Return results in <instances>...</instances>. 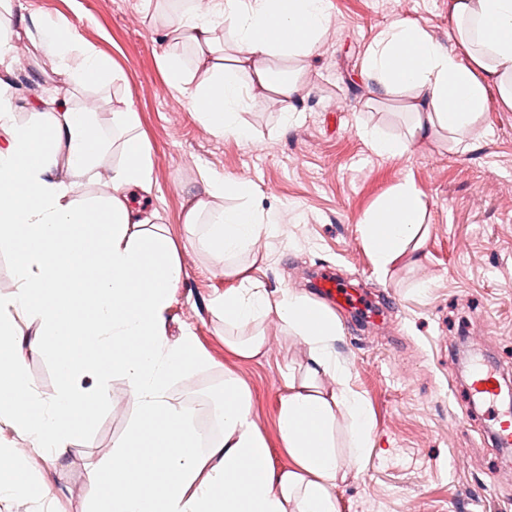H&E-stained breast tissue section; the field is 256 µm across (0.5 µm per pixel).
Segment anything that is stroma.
<instances>
[{"mask_svg": "<svg viewBox=\"0 0 512 512\" xmlns=\"http://www.w3.org/2000/svg\"><path fill=\"white\" fill-rule=\"evenodd\" d=\"M451 0H329L330 25L298 77L297 112L284 125L282 107L261 104L242 112L250 140L215 136L181 97L171 93L159 58L180 56L204 80L192 49L170 36L178 18L169 0H25L24 16L0 13L25 51L24 71L0 68L16 122L28 105H91L104 138L112 136V111L123 103L137 113L136 131L152 158L151 190L133 188L132 208L159 215V232L177 249L182 274L171 290L167 339L189 336L207 357L205 367L176 379L171 396L182 406L198 393L223 391L233 379L250 395V418L276 468L294 465L279 428L289 382H302L310 345L276 312L245 324L225 322L215 302L249 279L269 303L286 292L317 301L312 276L329 267L361 293L372 287L396 305H373L371 314L337 313L341 334L326 343L350 390L372 422L369 454L355 464L347 446L349 418L337 410L335 436L341 469L335 495L340 512H512V485H500L499 465L512 456L492 447L494 425L484 410H471L463 364L473 343L512 380V110L492 106L461 133L454 151L445 130L394 155L374 153L358 125L389 136L406 131L398 100L373 103L361 77L363 58L379 33L399 18L420 26L449 52ZM76 25L82 41L107 56L118 80L67 85L55 52L41 45L32 18ZM120 162L118 146L100 158V179L73 174L58 164L54 177L73 187L77 202L101 196L103 176ZM223 176L254 191L253 201L273 230L244 253L225 257L208 243L210 223L236 200L213 196L207 175ZM410 181L424 202L421 234L386 267H379L361 234L360 221L397 184ZM199 223L185 221L196 203ZM26 379L51 400L60 386L56 364L32 342L39 321L22 323ZM260 334L261 353L243 357L232 342ZM89 392L87 428L58 463L29 452L30 439L0 423V448L27 449L18 466L49 497L0 496V512H93L91 478L111 465L138 410L120 372L75 374Z\"/></svg>", "mask_w": 512, "mask_h": 512, "instance_id": "obj_1", "label": "stroma"}]
</instances>
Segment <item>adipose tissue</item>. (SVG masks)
Returning <instances> with one entry per match:
<instances>
[{
	"label": "adipose tissue",
	"mask_w": 512,
	"mask_h": 512,
	"mask_svg": "<svg viewBox=\"0 0 512 512\" xmlns=\"http://www.w3.org/2000/svg\"><path fill=\"white\" fill-rule=\"evenodd\" d=\"M451 32L464 49L457 56L416 24L392 22L368 50L361 75L375 100L402 99L412 123L405 137L363 130L373 152L397 154L436 128L457 134L471 128L491 104L512 109V0H452ZM233 43H215L218 24ZM329 24L328 0H207L181 14L171 34L201 52L208 76L195 81L175 54L160 58L170 92L184 98L217 136L249 139L240 119L244 107L275 95L291 100L294 77L274 71L273 59L312 55ZM41 43L52 48L68 85L111 78L106 58L84 44L75 25L51 19L37 25ZM136 111L112 113L121 163L109 191L76 204L73 188L56 180L58 154L72 171L95 175L104 142L93 113L67 105L52 117L33 111L25 123L13 117L0 89V245L15 248L18 288L0 296V420L49 449L58 462L82 424L89 396L73 386L77 373H125L128 396L139 417L120 441L111 469L91 479L98 512H338L334 488L339 471L334 409L350 414L349 444L364 457L372 430L358 397L348 389L324 396L319 375L336 372L324 348L340 324L321 304L286 295L277 315L311 345L306 379L282 400L280 431L294 461L276 469L250 419L249 394L224 383L221 437L200 451L182 406L169 396L177 376L205 366L192 338L167 340L165 311L181 276L174 245L152 231L153 215L131 209L125 191L151 188L150 152L135 134ZM423 204L411 182L395 186L362 219V236L378 264L392 261L420 234ZM268 226L262 213L242 205L216 219L210 241L221 253L247 251ZM92 257L94 267L76 275L74 266ZM266 301L258 289L238 288L217 301L225 321L249 320ZM43 327L46 352L62 373L51 403H43L25 380V362L14 344L19 320Z\"/></svg>",
	"instance_id": "adipose-tissue-1"
}]
</instances>
